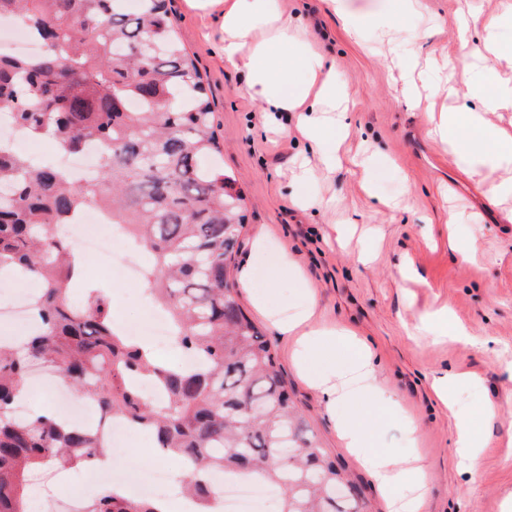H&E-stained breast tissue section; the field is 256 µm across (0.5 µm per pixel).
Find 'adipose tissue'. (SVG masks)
<instances>
[{
	"instance_id": "obj_1",
	"label": "adipose tissue",
	"mask_w": 512,
	"mask_h": 512,
	"mask_svg": "<svg viewBox=\"0 0 512 512\" xmlns=\"http://www.w3.org/2000/svg\"><path fill=\"white\" fill-rule=\"evenodd\" d=\"M332 13L352 34L391 26L414 8V0H385L367 13L350 11L345 0H326ZM191 9L209 18L220 35L225 61L245 74V92L268 122L284 124L289 113L299 119L295 131L315 149L328 167L339 164L337 131L346 128L341 107L346 83L327 65L302 16L281 8V0H188ZM453 111L428 110L430 135L446 141L455 162L477 175L491 200L512 195V182L497 178L512 167V134L490 125L484 113L512 109V83L476 81L469 90L444 86ZM277 331L291 338V359L308 385L333 414L336 431L348 450L370 471L388 512H422L416 485L424 468L420 429L408 420L403 454L376 447L369 431L343 411L347 403L401 416L400 403L378 379L371 353L346 329L314 320L313 306L296 316L276 320ZM351 350L350 358L333 363L335 347Z\"/></svg>"
}]
</instances>
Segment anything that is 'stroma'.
Returning a JSON list of instances; mask_svg holds the SVG:
<instances>
[{
	"label": "stroma",
	"mask_w": 512,
	"mask_h": 512,
	"mask_svg": "<svg viewBox=\"0 0 512 512\" xmlns=\"http://www.w3.org/2000/svg\"><path fill=\"white\" fill-rule=\"evenodd\" d=\"M170 5L214 110L221 163L244 198L237 266L248 269L250 279L238 282L237 300L276 354L310 430L361 489L369 512H387L374 480L344 448L330 414L293 366L290 340L255 307L253 294H264L271 311L288 314L313 296L317 320L352 329L369 348L379 380L420 425L425 512H503L512 496V383L504 374L512 366V199L490 203L476 176L427 136L423 109L408 107L401 95L394 51L412 38L433 57L459 56L454 71L428 73L432 82L450 79L463 88L482 69L493 79L511 77L512 58L460 57L456 36L468 10L492 17L512 0H420L392 37L374 28L348 34L323 0H283L288 13L310 15L355 104L341 147L344 162L333 169L298 137L266 129L242 92V74L225 63L210 20L186 0ZM367 151L378 163L366 190L350 160ZM301 162L313 173L309 191L316 203L307 208L292 201L291 173ZM452 212L461 221L451 230ZM455 239L477 240L475 259L455 251ZM285 252L301 270L304 287L284 274ZM88 288L108 294L113 317H142L135 286L115 280L106 257L86 261L73 299ZM441 309L468 331V341L415 337L416 323ZM446 370L470 380L457 390L456 405L470 411L482 441L473 480L455 448V417L431 389L433 376ZM488 402L495 415L483 413Z\"/></svg>",
	"instance_id": "stroma-1"
}]
</instances>
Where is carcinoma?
<instances>
[{
	"instance_id": "cac0c4a2",
	"label": "carcinoma",
	"mask_w": 512,
	"mask_h": 512,
	"mask_svg": "<svg viewBox=\"0 0 512 512\" xmlns=\"http://www.w3.org/2000/svg\"><path fill=\"white\" fill-rule=\"evenodd\" d=\"M168 2L140 0L130 13L125 0H0V18H16L43 46L31 57L0 54V113L33 140L98 160L97 175L78 180L0 139V272L40 283L37 331L20 343L0 339V512H26L32 473L75 459L89 466L107 447L98 431L53 413L15 415L16 389L35 363L91 397L102 417L150 428L157 448L180 462L201 512H212L214 492L199 474L242 470L284 488L281 512H367L237 302L243 197L224 190L232 179L213 161L214 112ZM143 42L148 55L133 54ZM90 204L149 254L145 278L193 367L162 362L118 332L102 290L69 303L76 256L61 229ZM131 373L154 378L166 402L139 395ZM86 512L162 510L111 489Z\"/></svg>"
}]
</instances>
